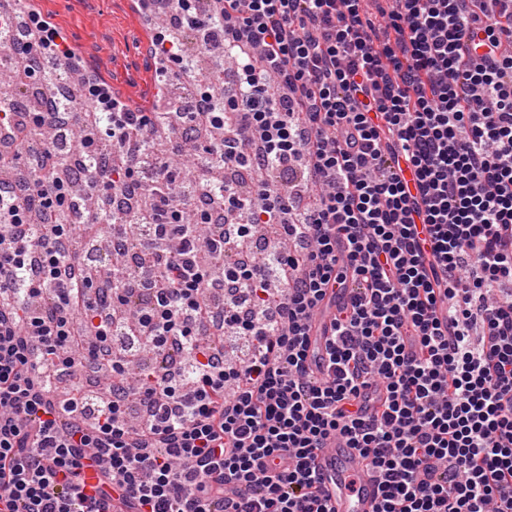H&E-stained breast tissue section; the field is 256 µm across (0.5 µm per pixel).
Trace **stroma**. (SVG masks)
Listing matches in <instances>:
<instances>
[{"label":"stroma","mask_w":512,"mask_h":512,"mask_svg":"<svg viewBox=\"0 0 512 512\" xmlns=\"http://www.w3.org/2000/svg\"><path fill=\"white\" fill-rule=\"evenodd\" d=\"M69 38L87 72L144 111L155 102V65L144 50L149 30L132 0H33Z\"/></svg>","instance_id":"35a3bbf8"}]
</instances>
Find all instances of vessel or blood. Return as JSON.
<instances>
[{
    "label": "vessel or blood",
    "mask_w": 512,
    "mask_h": 512,
    "mask_svg": "<svg viewBox=\"0 0 512 512\" xmlns=\"http://www.w3.org/2000/svg\"><path fill=\"white\" fill-rule=\"evenodd\" d=\"M318 466L336 512H374L380 497L379 485L351 449H323Z\"/></svg>",
    "instance_id": "1"
}]
</instances>
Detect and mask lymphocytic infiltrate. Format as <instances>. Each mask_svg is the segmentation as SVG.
<instances>
[{"mask_svg": "<svg viewBox=\"0 0 512 512\" xmlns=\"http://www.w3.org/2000/svg\"><path fill=\"white\" fill-rule=\"evenodd\" d=\"M177 2L181 29L232 64L222 100L203 83L169 112L174 138L223 130L201 149L252 191L180 172L182 205L157 198L122 248L138 267L108 287L71 225L29 221L71 204L54 146L0 192V512H335L313 466L334 442L377 475L376 512H512V298L494 296L512 285V0ZM26 42L34 64L73 55L36 11ZM85 85L117 146L81 143L89 187L136 197L170 179L147 148L156 113ZM59 123L1 103L0 167ZM263 228L276 263L242 261ZM204 237L220 277L196 260ZM119 335L160 357L139 385Z\"/></svg>", "mask_w": 512, "mask_h": 512, "instance_id": "1", "label": "lymphocytic infiltrate"}]
</instances>
